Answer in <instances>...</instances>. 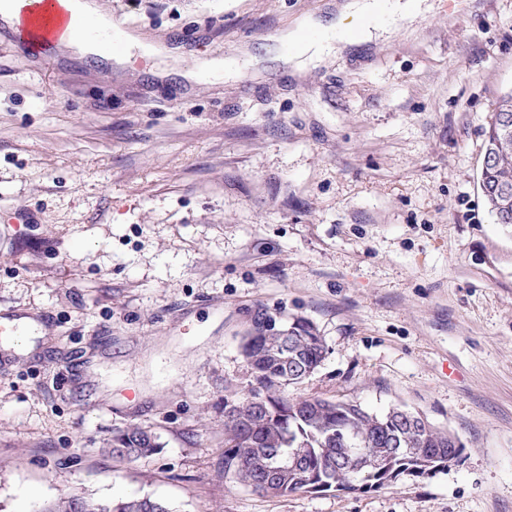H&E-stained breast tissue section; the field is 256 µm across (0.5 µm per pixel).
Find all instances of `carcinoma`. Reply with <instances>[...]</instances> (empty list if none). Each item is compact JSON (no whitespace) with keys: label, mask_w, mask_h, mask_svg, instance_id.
Returning <instances> with one entry per match:
<instances>
[{"label":"carcinoma","mask_w":512,"mask_h":512,"mask_svg":"<svg viewBox=\"0 0 512 512\" xmlns=\"http://www.w3.org/2000/svg\"><path fill=\"white\" fill-rule=\"evenodd\" d=\"M480 188L498 224L512 225V94L500 103L484 131ZM242 352L253 377L250 397L224 407V478L272 496L313 491H377L402 478L448 470V452L464 445L452 433L430 427L420 453L388 446L399 432L403 407L378 412L359 402L288 398V388L318 368L326 350L307 321L276 326L268 318L244 338ZM158 437L138 426L112 435L114 456L135 460L155 453ZM40 512H173L150 496L96 499L69 494Z\"/></svg>","instance_id":"cac0c4a2"}]
</instances>
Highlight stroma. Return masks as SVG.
<instances>
[{
    "instance_id": "35a3bbf8",
    "label": "stroma",
    "mask_w": 512,
    "mask_h": 512,
    "mask_svg": "<svg viewBox=\"0 0 512 512\" xmlns=\"http://www.w3.org/2000/svg\"><path fill=\"white\" fill-rule=\"evenodd\" d=\"M179 46L16 54L0 23V512L74 492L175 512H512V226L479 180L512 93V0H418L415 34L289 74L282 33L337 0H99ZM220 75L193 83L198 60ZM310 321L327 355L290 394L403 405L460 462L376 492L262 495L224 477L241 343ZM157 435L136 461L115 430Z\"/></svg>"
}]
</instances>
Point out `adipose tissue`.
I'll use <instances>...</instances> for the list:
<instances>
[{
	"label": "adipose tissue",
	"instance_id": "obj_1",
	"mask_svg": "<svg viewBox=\"0 0 512 512\" xmlns=\"http://www.w3.org/2000/svg\"><path fill=\"white\" fill-rule=\"evenodd\" d=\"M380 8L378 0H343L337 7L335 21L326 23L314 17H304L284 35L292 51L287 63L294 74L304 73L308 66H325L344 50L370 42L374 30L369 21ZM153 57L156 73L169 75L176 70L179 54L166 44H149L133 32L125 33L123 48L112 56L115 64H124L132 51Z\"/></svg>",
	"mask_w": 512,
	"mask_h": 512
}]
</instances>
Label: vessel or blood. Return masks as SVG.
Wrapping results in <instances>:
<instances>
[{"instance_id":"vessel-or-blood-1","label":"vessel or blood","mask_w":512,"mask_h":512,"mask_svg":"<svg viewBox=\"0 0 512 512\" xmlns=\"http://www.w3.org/2000/svg\"><path fill=\"white\" fill-rule=\"evenodd\" d=\"M11 46L21 54H54L60 38L85 32V21L72 18L61 0H22Z\"/></svg>"}]
</instances>
